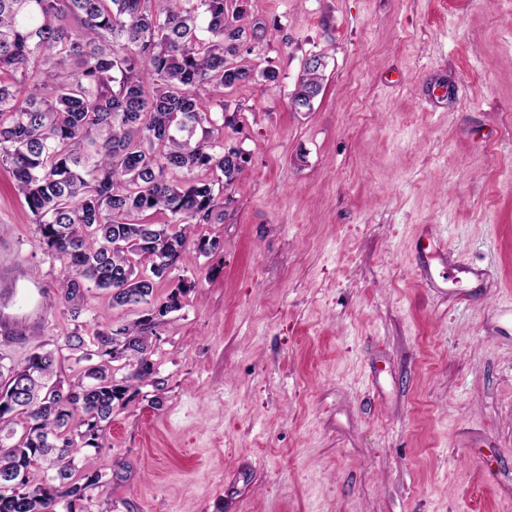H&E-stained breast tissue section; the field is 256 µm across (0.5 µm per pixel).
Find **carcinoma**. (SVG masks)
Here are the masks:
<instances>
[{"mask_svg":"<svg viewBox=\"0 0 512 512\" xmlns=\"http://www.w3.org/2000/svg\"><path fill=\"white\" fill-rule=\"evenodd\" d=\"M244 0H0V166L38 227L40 248L64 265L59 288L73 318L91 289L112 306L148 304L125 325L65 339L78 371L60 377L56 352L25 363L0 356V512H76L102 475L83 448H101L131 383L154 375L153 337L181 308L180 282L154 288L223 220L224 192L243 173L224 149V113L202 92L255 79L236 63L252 49ZM304 63L299 85L317 96L325 63ZM167 216L162 224L148 212ZM129 373L116 378L111 363ZM27 394L14 398L15 382ZM40 469L44 478L33 480Z\"/></svg>","mask_w":512,"mask_h":512,"instance_id":"cac0c4a2","label":"carcinoma"}]
</instances>
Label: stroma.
Returning <instances> with one entry per match:
<instances>
[{
  "instance_id": "stroma-1",
  "label": "stroma",
  "mask_w": 512,
  "mask_h": 512,
  "mask_svg": "<svg viewBox=\"0 0 512 512\" xmlns=\"http://www.w3.org/2000/svg\"><path fill=\"white\" fill-rule=\"evenodd\" d=\"M240 64L211 87L245 170L220 242L115 409L92 512H512V0H247ZM325 80L291 94L307 57ZM488 273L477 287L470 268ZM34 217L0 167V355L77 366Z\"/></svg>"
}]
</instances>
